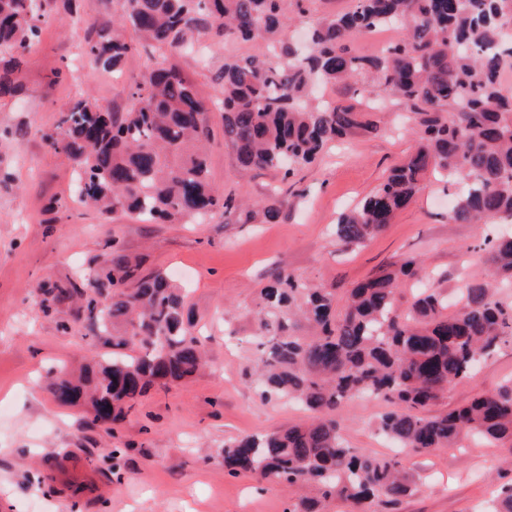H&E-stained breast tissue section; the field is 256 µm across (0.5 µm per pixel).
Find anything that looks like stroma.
<instances>
[{"mask_svg":"<svg viewBox=\"0 0 512 512\" xmlns=\"http://www.w3.org/2000/svg\"><path fill=\"white\" fill-rule=\"evenodd\" d=\"M52 0L38 42L17 74L21 93L0 102V512H285L308 496L254 474L224 470L225 441L303 422L293 401L262 399L244 378L253 365V314L257 294L284 268L328 288L337 302L380 268L418 256L433 287L456 304L466 280L485 271V234L507 227L458 224L448 217L452 186L426 177L391 224L359 246L338 242V214L372 194L389 169L413 150L418 135L402 124L404 109L389 97L372 104L378 128L337 143L309 167L284 177L277 169L241 172L224 141V117L214 80L226 59L258 55L262 43L220 45L199 39L177 53L154 48L126 57L119 73L91 63L84 52L89 27L109 28L124 0ZM174 65L209 109L208 168L225 193L260 200L279 193L287 202L278 223L262 213L229 210L209 219L145 224L102 218L71 196L77 169L43 136L59 112L87 98L122 112L129 88L149 64ZM118 240L143 272L161 271L186 290L194 333L208 363L192 379L155 388L117 425L90 424L79 407L58 406L49 375L76 372L107 352L75 319L70 302L52 312L42 305L41 284L82 281L111 240ZM71 325L62 332L60 322ZM512 380V345L503 344L471 377L449 388L435 407L443 412ZM361 395L336 413L349 447L395 459L419 478L418 490L399 512H484L495 491L512 482L507 446L462 436L458 445L430 455L395 450L377 431L391 410ZM124 449L120 471L107 456Z\"/></svg>","mask_w":512,"mask_h":512,"instance_id":"35a3bbf8","label":"stroma"}]
</instances>
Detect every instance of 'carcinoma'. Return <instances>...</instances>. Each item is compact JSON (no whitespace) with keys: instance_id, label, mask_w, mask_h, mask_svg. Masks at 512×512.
I'll use <instances>...</instances> for the list:
<instances>
[{"instance_id":"carcinoma-1","label":"carcinoma","mask_w":512,"mask_h":512,"mask_svg":"<svg viewBox=\"0 0 512 512\" xmlns=\"http://www.w3.org/2000/svg\"><path fill=\"white\" fill-rule=\"evenodd\" d=\"M301 0H124V24L144 47L180 51L199 36L267 41L266 52L241 63L227 60L216 75L224 109V141L243 170L283 169L315 161L330 143L376 129L353 105L314 97L320 84L360 79L361 98L390 96L411 114L417 148L395 165L361 204L341 213L336 237L361 245L381 232L419 190L432 169L460 183L451 209L456 223L487 224L512 218V91L500 80L512 67V0H354L323 20L303 50L284 39ZM49 0H0V98L19 92L15 74L39 38ZM404 31L376 55L353 54L355 34L385 27ZM132 43L114 29L89 28L86 54L118 70ZM131 106L112 112L79 98L59 114L49 146L78 169L72 197L105 218L174 223L224 211V197L209 179L205 145L211 129L206 108L176 66L152 67L129 90ZM284 201L259 204L275 221ZM489 273L464 288V303L449 314L448 300L423 289L400 312L395 296L419 276L420 262L402 258L352 289L343 311L336 295L309 288L285 269L260 291L253 372L264 398L289 397L311 412L286 429L247 435L224 444V470L253 473L316 495L287 512H323L343 498L352 512H395L417 483L398 463L348 447L336 409L354 394L382 396L397 409L382 413L378 430L402 448L431 453L455 445L467 429L483 441L512 443V381L468 404L438 415L422 411L439 403L448 386L475 371L479 360L512 342V305L495 300L497 282L512 280V236L485 237ZM84 300L77 318L112 347V357L77 380L57 376L54 401L87 400L91 422H117L156 384L180 383L205 364V350L185 315V300L167 275L140 273L122 249L109 254L82 286L44 290L46 310L71 297ZM491 512H512V484L493 500Z\"/></svg>"}]
</instances>
